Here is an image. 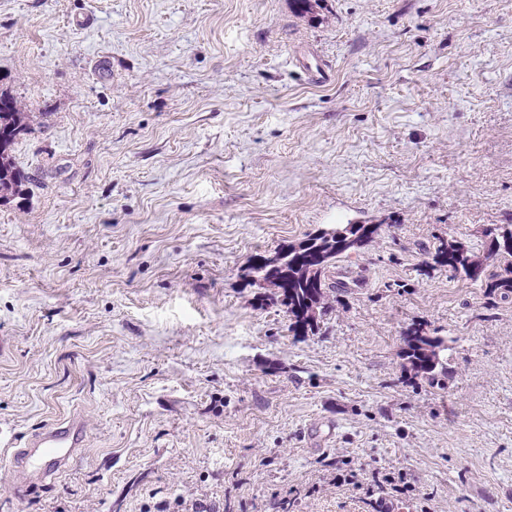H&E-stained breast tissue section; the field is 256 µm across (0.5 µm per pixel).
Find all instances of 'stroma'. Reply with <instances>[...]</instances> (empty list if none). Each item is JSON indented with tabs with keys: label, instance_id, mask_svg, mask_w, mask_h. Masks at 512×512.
<instances>
[{
	"label": "stroma",
	"instance_id": "1",
	"mask_svg": "<svg viewBox=\"0 0 512 512\" xmlns=\"http://www.w3.org/2000/svg\"><path fill=\"white\" fill-rule=\"evenodd\" d=\"M0 93V431L86 430L49 489L0 458V512H512V296L419 273L512 224V0H0ZM350 223L293 335L245 268ZM26 119L16 100L0 94V136L7 132L12 137L11 146L3 153L0 150V203L8 200V196L22 194L28 181L16 169L10 154L15 140L27 131ZM402 336L406 372L411 378L425 379L431 386L443 387L448 377L447 364L441 359V352L448 349L445 339L430 336L420 323L410 324Z\"/></svg>",
	"mask_w": 512,
	"mask_h": 512
}]
</instances>
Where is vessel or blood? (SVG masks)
<instances>
[{
    "label": "vessel or blood",
    "mask_w": 512,
    "mask_h": 512,
    "mask_svg": "<svg viewBox=\"0 0 512 512\" xmlns=\"http://www.w3.org/2000/svg\"><path fill=\"white\" fill-rule=\"evenodd\" d=\"M85 441L84 422L74 416L42 425L24 442L7 440L13 490L21 494L31 486L53 483L79 457Z\"/></svg>",
    "instance_id": "b4317fda"
}]
</instances>
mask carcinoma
<instances>
[{
	"instance_id": "obj_1",
	"label": "carcinoma",
	"mask_w": 512,
	"mask_h": 512,
	"mask_svg": "<svg viewBox=\"0 0 512 512\" xmlns=\"http://www.w3.org/2000/svg\"><path fill=\"white\" fill-rule=\"evenodd\" d=\"M27 131L26 115L16 100L0 94V134L17 139ZM27 177L16 169L10 150L0 152V203L25 190ZM380 224H346L329 237L320 231L272 259L258 258L247 267L245 278L253 285L275 288L271 300L284 307L288 330L295 336L314 334L320 318L330 308V293L341 294L327 282L329 268L338 258L358 253L377 239ZM486 253L479 257L463 243L450 238L440 243L420 274L445 270L486 289L488 295L512 294V224H492L485 230ZM404 367L413 378L442 387L448 367L441 352L448 345L440 336L428 334L423 324L412 323L402 332Z\"/></svg>"
}]
</instances>
